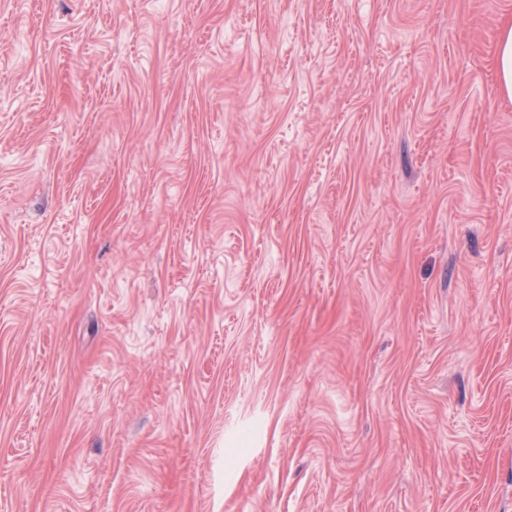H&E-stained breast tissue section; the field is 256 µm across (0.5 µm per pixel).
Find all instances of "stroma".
Wrapping results in <instances>:
<instances>
[{
	"label": "stroma",
	"instance_id": "obj_1",
	"mask_svg": "<svg viewBox=\"0 0 512 512\" xmlns=\"http://www.w3.org/2000/svg\"><path fill=\"white\" fill-rule=\"evenodd\" d=\"M512 0H0V512H512ZM497 71L501 89L512 97V23L504 25L497 51Z\"/></svg>",
	"mask_w": 512,
	"mask_h": 512
}]
</instances>
